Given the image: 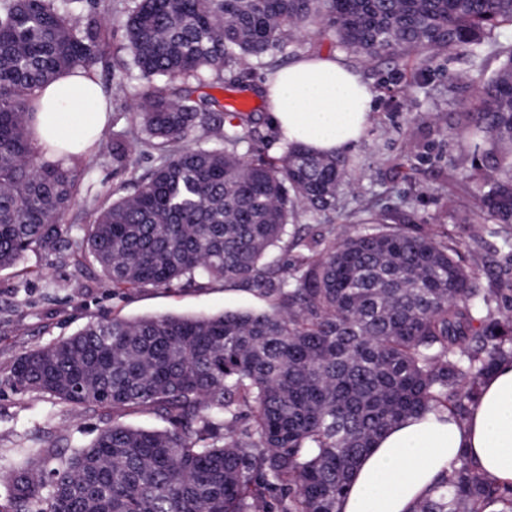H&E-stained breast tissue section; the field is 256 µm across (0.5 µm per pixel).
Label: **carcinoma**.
Instances as JSON below:
<instances>
[{
	"instance_id": "obj_1",
	"label": "carcinoma",
	"mask_w": 512,
	"mask_h": 512,
	"mask_svg": "<svg viewBox=\"0 0 512 512\" xmlns=\"http://www.w3.org/2000/svg\"><path fill=\"white\" fill-rule=\"evenodd\" d=\"M108 15L128 55L108 96L128 99L135 74L165 85L134 99L129 130L99 131L113 175L129 179L72 238L84 173L35 151L31 103L59 73L94 71ZM504 23L512 0H0V269L75 247L115 292L222 282L271 305L100 319L21 356L18 390L84 414L137 407L170 428L104 422L69 454L47 444L0 476V512H337L384 430L422 411L466 416L512 358V306L484 311L446 242L371 210L340 237L290 230L301 211L336 215L349 161L288 142L254 159L256 113L196 92L252 72L298 30L396 65L466 46L479 83L459 119L496 176L474 166L465 178L480 214L512 224V44L487 41ZM138 147L153 161L140 175ZM435 492L417 512H512V487L464 458Z\"/></svg>"
}]
</instances>
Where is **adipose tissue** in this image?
Here are the masks:
<instances>
[{"label": "adipose tissue", "mask_w": 512, "mask_h": 512, "mask_svg": "<svg viewBox=\"0 0 512 512\" xmlns=\"http://www.w3.org/2000/svg\"><path fill=\"white\" fill-rule=\"evenodd\" d=\"M270 123L313 152L342 154L365 135L374 92L336 55L310 53L264 84ZM32 143L48 160L75 165L108 120L102 89L82 73L38 91ZM504 486L512 485V361L500 362L465 417L429 411L385 430L359 460L339 512H415L438 476L459 458Z\"/></svg>", "instance_id": "adipose-tissue-1"}]
</instances>
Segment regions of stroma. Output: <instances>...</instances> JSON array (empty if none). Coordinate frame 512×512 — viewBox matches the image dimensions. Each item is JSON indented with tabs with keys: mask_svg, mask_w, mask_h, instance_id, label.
<instances>
[{
	"mask_svg": "<svg viewBox=\"0 0 512 512\" xmlns=\"http://www.w3.org/2000/svg\"><path fill=\"white\" fill-rule=\"evenodd\" d=\"M316 51L338 52L333 33H297L295 42L269 55L252 79H266L274 68ZM341 55L374 91L372 123L349 153V181L335 221L303 213L298 224L309 234L332 226L341 232L358 224L365 208L387 213L392 223L446 240L459 263L478 275L489 308L503 306L504 289L512 286V224L479 217L469 224L459 221L471 214L475 194L461 174L481 155L457 121L461 105L473 101L476 86H448L449 74L468 65L466 49L426 62L413 60L404 69ZM78 278L83 287H75ZM268 307L257 293L219 282L115 293L101 284L99 269L78 249L28 252L15 266L0 270V473L24 466L32 450L48 440L67 452L88 444L101 421L48 396L15 391L8 378L24 353L103 317L214 315Z\"/></svg>",
	"mask_w": 512,
	"mask_h": 512,
	"instance_id": "1",
	"label": "stroma"
}]
</instances>
